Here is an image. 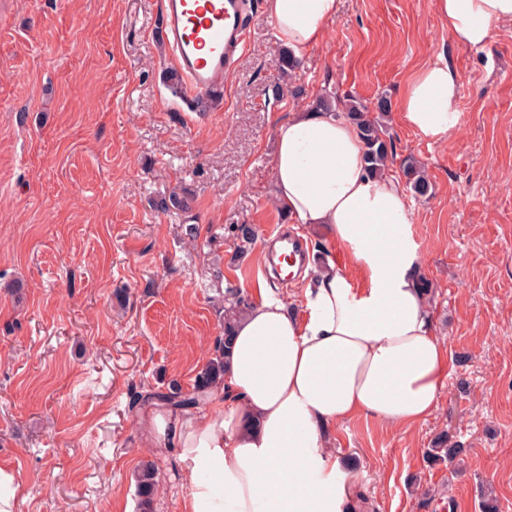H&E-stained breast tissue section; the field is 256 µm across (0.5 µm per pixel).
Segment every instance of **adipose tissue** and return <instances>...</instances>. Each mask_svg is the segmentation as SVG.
I'll list each match as a JSON object with an SVG mask.
<instances>
[{
	"instance_id": "ef3b65f1",
	"label": "adipose tissue",
	"mask_w": 512,
	"mask_h": 512,
	"mask_svg": "<svg viewBox=\"0 0 512 512\" xmlns=\"http://www.w3.org/2000/svg\"><path fill=\"white\" fill-rule=\"evenodd\" d=\"M338 0H267L279 46L317 44ZM449 38L476 50L512 0H437ZM458 77L444 56L406 84L404 123L441 141L458 124ZM274 201L297 224H322L360 272L311 264L303 312L259 289L237 322L223 384L203 413L152 420L151 447L175 446L190 492L184 512H353L327 433L361 415L413 429L434 415L448 350L434 332L410 213L393 174L370 173L356 125L303 107L275 127Z\"/></svg>"
}]
</instances>
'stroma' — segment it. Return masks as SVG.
Wrapping results in <instances>:
<instances>
[{"label": "stroma", "mask_w": 512, "mask_h": 512, "mask_svg": "<svg viewBox=\"0 0 512 512\" xmlns=\"http://www.w3.org/2000/svg\"><path fill=\"white\" fill-rule=\"evenodd\" d=\"M266 0H247V49L205 112L167 83L161 0H0V469L17 512H138L135 473L158 467L154 512H182L176 449L147 445L157 406L191 391L214 355L225 288L291 281L263 255L299 234L311 256L358 270L321 225L273 201L274 128L323 95L398 103L438 54L458 77L459 121L434 142L389 115L397 157L425 165L405 191L409 234L434 284L431 312L450 371L437 411L412 430L359 417L331 446L368 512H512V22L484 50L451 42L436 0H340L292 76ZM194 196L189 216L153 203ZM198 228L186 233L187 222ZM258 239L234 259L233 228ZM447 432L455 465L425 457Z\"/></svg>", "instance_id": "obj_1"}]
</instances>
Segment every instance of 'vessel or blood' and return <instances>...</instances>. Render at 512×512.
<instances>
[{
  "label": "vessel or blood",
  "mask_w": 512,
  "mask_h": 512,
  "mask_svg": "<svg viewBox=\"0 0 512 512\" xmlns=\"http://www.w3.org/2000/svg\"><path fill=\"white\" fill-rule=\"evenodd\" d=\"M244 8V0H162V35L184 77L182 99L223 89L246 46Z\"/></svg>",
  "instance_id": "b4317fda"
}]
</instances>
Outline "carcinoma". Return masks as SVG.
<instances>
[{
	"label": "carcinoma",
	"mask_w": 512,
	"mask_h": 512,
	"mask_svg": "<svg viewBox=\"0 0 512 512\" xmlns=\"http://www.w3.org/2000/svg\"><path fill=\"white\" fill-rule=\"evenodd\" d=\"M314 107L325 110H336L346 113L357 125L360 136L366 148V161L372 173L378 174L390 169V166L399 164V170L404 178L406 187L416 194L424 196L428 191V183L424 167L415 158L408 156L396 159L393 145L386 131V126L377 118L371 116L373 112L382 114L390 111V102L380 97L376 103L370 105L354 96L328 97L320 96L314 102ZM193 196L188 192H169L156 204V208L176 215L188 214L192 209ZM258 232L251 224H240L234 229L236 241V254L243 256L256 242ZM251 308L235 288L224 291V305L222 315L224 336L219 338L216 347V356L197 376L194 391L190 394H181L174 391L168 396L170 403L189 410L204 404L205 394L218 388L224 379L226 355L230 349V341L236 323ZM460 453L458 448L448 447V433L442 432L435 437L431 448L426 451V459L432 464L446 463L456 458ZM157 491V469L152 461L141 463L136 474V493L138 497L139 512H154V500Z\"/></svg>",
	"instance_id": "cac0c4a2"
}]
</instances>
